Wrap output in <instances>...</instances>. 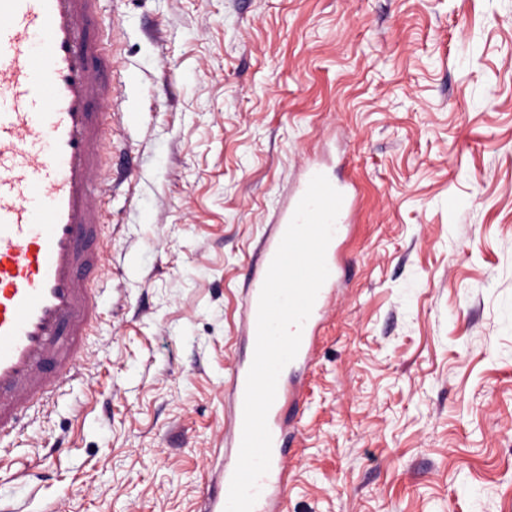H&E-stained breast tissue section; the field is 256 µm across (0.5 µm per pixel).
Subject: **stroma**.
<instances>
[{
  "mask_svg": "<svg viewBox=\"0 0 512 512\" xmlns=\"http://www.w3.org/2000/svg\"><path fill=\"white\" fill-rule=\"evenodd\" d=\"M112 24L95 360L0 452V512H201L314 154L359 206L284 512H512V0H102Z\"/></svg>",
  "mask_w": 512,
  "mask_h": 512,
  "instance_id": "stroma-1",
  "label": "stroma"
}]
</instances>
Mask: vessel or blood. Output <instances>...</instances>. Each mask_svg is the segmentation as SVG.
<instances>
[{
	"label": "vessel or blood",
	"instance_id": "obj_1",
	"mask_svg": "<svg viewBox=\"0 0 512 512\" xmlns=\"http://www.w3.org/2000/svg\"><path fill=\"white\" fill-rule=\"evenodd\" d=\"M99 0H0V433L23 432L65 385L85 371L83 347L98 320L92 281L100 269V215L93 201L109 184L104 139L122 113L112 58L84 32ZM111 103L109 113L93 104ZM314 160L276 217L248 287L245 333L255 344L259 297L271 261L314 175ZM343 202L326 250L329 276L302 329L296 358L281 372L267 424L270 469L259 481L253 512H282L292 438L284 416L295 413L312 365L328 303L342 270L354 186L333 180ZM251 359L231 375V451L207 494L206 512H224L238 461Z\"/></svg>",
	"mask_w": 512,
	"mask_h": 512
}]
</instances>
